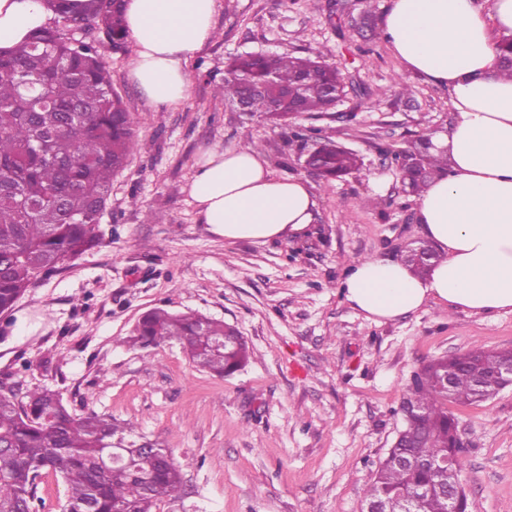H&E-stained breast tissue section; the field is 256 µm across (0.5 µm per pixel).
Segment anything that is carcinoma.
<instances>
[{
    "mask_svg": "<svg viewBox=\"0 0 512 512\" xmlns=\"http://www.w3.org/2000/svg\"><path fill=\"white\" fill-rule=\"evenodd\" d=\"M67 0H50L53 24L0 54V314L12 311L38 283L100 244L96 228L112 192V176L136 146L133 114L112 88V76L95 41L74 42L59 26L70 19L97 29L121 49L127 38L122 3L88 0L74 13ZM341 77L311 57L245 53L231 58L215 95L251 106L274 124L293 115L322 113L335 105ZM425 137L392 152L410 192L421 193L447 170L446 155L432 153ZM315 176L329 183L358 167L356 154L330 137L313 141ZM403 262L418 274L440 260L431 247ZM224 338L220 348L215 341ZM176 341L199 367L229 375L247 360V346L232 326L195 313L154 309L135 328L142 349ZM512 365L511 350L481 346L427 362L403 393L405 419L398 446L379 461L367 500L385 512H448L442 472L415 465L454 457L456 479L464 449L453 446L457 421L448 404H477L503 388L500 373ZM128 428L95 413L74 414L60 392L47 387L0 395V512H37L38 486L49 472L68 489V512H151L171 495L182 475L173 456L149 455ZM121 459L112 460L113 449Z\"/></svg>",
    "mask_w": 512,
    "mask_h": 512,
    "instance_id": "cac0c4a2",
    "label": "carcinoma"
}]
</instances>
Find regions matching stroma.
Wrapping results in <instances>:
<instances>
[{
	"mask_svg": "<svg viewBox=\"0 0 512 512\" xmlns=\"http://www.w3.org/2000/svg\"><path fill=\"white\" fill-rule=\"evenodd\" d=\"M391 0H215L214 38L186 70L191 92L168 107L132 83L133 42L96 35L138 144L112 179L98 247L29 289L0 317V383L48 386L78 415L133 424L170 449L181 485L153 512H362L373 472L396 439L404 390L426 361L480 345L512 349V312L428 304L376 323L346 300L352 262L400 259L422 240L417 197L391 162L455 120L447 88L405 70L375 38ZM317 56L346 96L323 116L276 126L215 98L228 58ZM359 166L327 183L303 168L294 134L314 130ZM262 146L278 178L306 180L318 208L307 233L264 244L210 232L183 188L208 148ZM162 308L236 327L249 361L229 376L197 367L177 342L151 351L130 336ZM466 442L467 512H512V386L452 405Z\"/></svg>",
	"mask_w": 512,
	"mask_h": 512,
	"instance_id": "obj_1",
	"label": "stroma"
}]
</instances>
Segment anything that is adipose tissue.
I'll return each mask as SVG.
<instances>
[{"label":"adipose tissue","mask_w":512,"mask_h":512,"mask_svg":"<svg viewBox=\"0 0 512 512\" xmlns=\"http://www.w3.org/2000/svg\"><path fill=\"white\" fill-rule=\"evenodd\" d=\"M392 0L381 31L406 70L448 87L455 120L435 149L448 171L420 194L417 220L441 260L428 275L400 261L355 262L343 283L351 306L382 322L434 302L476 314L512 312V80L499 45L512 35V0ZM215 0H125L135 43L130 77L154 104L188 97L184 69L213 36ZM53 13L44 0H0V53ZM210 231L256 243L302 234L317 200L306 181L272 176L259 153L213 146L185 188Z\"/></svg>","instance_id":"1"}]
</instances>
